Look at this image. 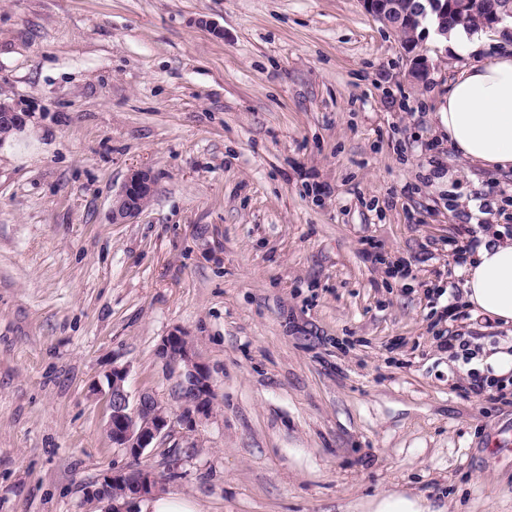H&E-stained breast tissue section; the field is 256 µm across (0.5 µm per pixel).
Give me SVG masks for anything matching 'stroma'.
<instances>
[{
	"mask_svg": "<svg viewBox=\"0 0 512 512\" xmlns=\"http://www.w3.org/2000/svg\"><path fill=\"white\" fill-rule=\"evenodd\" d=\"M399 39L360 0H0V512H104L132 467L92 385L129 366L176 424L138 462L200 512H512V404L464 396L444 336L468 315L459 225L512 232V173L439 118L467 59ZM155 193L111 219L134 167ZM475 201L469 211L467 201ZM185 331L212 376L179 424L158 354ZM0 112L2 119L4 115H7L9 133L12 132L14 134L21 132L25 128L30 116L29 112L19 107L16 103L6 102L2 99H0ZM425 507L414 498L404 495H387L382 497L374 512H426Z\"/></svg>",
	"mask_w": 512,
	"mask_h": 512,
	"instance_id": "stroma-1",
	"label": "stroma"
}]
</instances>
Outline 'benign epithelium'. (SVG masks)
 Segmentation results:
<instances>
[{"label": "benign epithelium", "instance_id": "1", "mask_svg": "<svg viewBox=\"0 0 512 512\" xmlns=\"http://www.w3.org/2000/svg\"><path fill=\"white\" fill-rule=\"evenodd\" d=\"M430 2L410 0L405 4L400 0H363L366 10L392 31L410 28L415 13L424 10ZM411 70L416 80L427 79L430 72L428 57L415 55ZM0 114L7 116L9 131L14 134L25 128L29 118V112L19 105L1 99ZM154 188L152 169L141 167L131 170L112 200V223L133 222L152 197ZM158 352L170 369L178 372L180 392L186 405L177 422L190 428L211 411L213 383L210 371L198 359L187 334L181 329H175L165 336ZM128 374V367L114 365L108 375V390L104 392L110 410L106 431L112 438V447L122 449L126 455L137 460L169 432L175 421L166 412L155 409L158 401L148 392H142L136 400H131L126 386ZM157 479V474L150 468L107 471L94 484L86 487V497L100 501L112 492L113 486L120 485L123 490L110 498L105 512H136L135 505L153 494Z\"/></svg>", "mask_w": 512, "mask_h": 512}]
</instances>
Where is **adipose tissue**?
Wrapping results in <instances>:
<instances>
[{
    "label": "adipose tissue",
    "instance_id": "1",
    "mask_svg": "<svg viewBox=\"0 0 512 512\" xmlns=\"http://www.w3.org/2000/svg\"><path fill=\"white\" fill-rule=\"evenodd\" d=\"M512 20L473 33L456 26L448 31L453 52L472 56L448 88L447 110L440 120L448 143L472 164L500 173L512 172ZM499 55L479 59L489 45ZM465 301L475 314L512 326V238L488 233L463 265Z\"/></svg>",
    "mask_w": 512,
    "mask_h": 512
}]
</instances>
